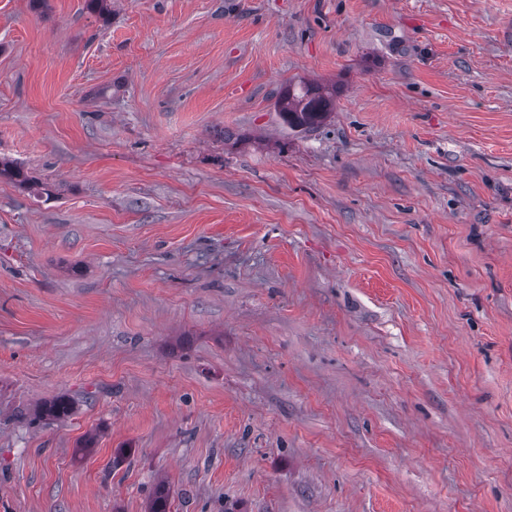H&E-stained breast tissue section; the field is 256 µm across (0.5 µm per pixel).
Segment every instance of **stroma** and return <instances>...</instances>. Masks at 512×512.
<instances>
[{"instance_id": "35a3bbf8", "label": "stroma", "mask_w": 512, "mask_h": 512, "mask_svg": "<svg viewBox=\"0 0 512 512\" xmlns=\"http://www.w3.org/2000/svg\"><path fill=\"white\" fill-rule=\"evenodd\" d=\"M111 2L0 0V512H512V0ZM333 100L312 83L288 84L276 102L281 123L289 131L302 133L322 125L332 112ZM74 410V402L70 397L58 396L45 402L40 411V416L56 421H65L74 413Z\"/></svg>"}]
</instances>
